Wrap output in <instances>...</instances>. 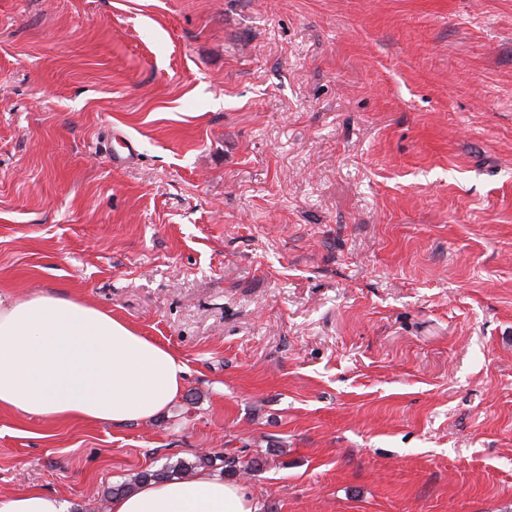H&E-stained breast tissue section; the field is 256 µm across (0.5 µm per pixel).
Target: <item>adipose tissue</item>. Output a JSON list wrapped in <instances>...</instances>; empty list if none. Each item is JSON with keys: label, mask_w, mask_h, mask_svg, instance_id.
Segmentation results:
<instances>
[{"label": "adipose tissue", "mask_w": 512, "mask_h": 512, "mask_svg": "<svg viewBox=\"0 0 512 512\" xmlns=\"http://www.w3.org/2000/svg\"><path fill=\"white\" fill-rule=\"evenodd\" d=\"M185 375L169 348L77 295L0 291V412L145 421L182 395ZM109 512H259V504L239 483L202 470L116 495Z\"/></svg>", "instance_id": "obj_1"}]
</instances>
